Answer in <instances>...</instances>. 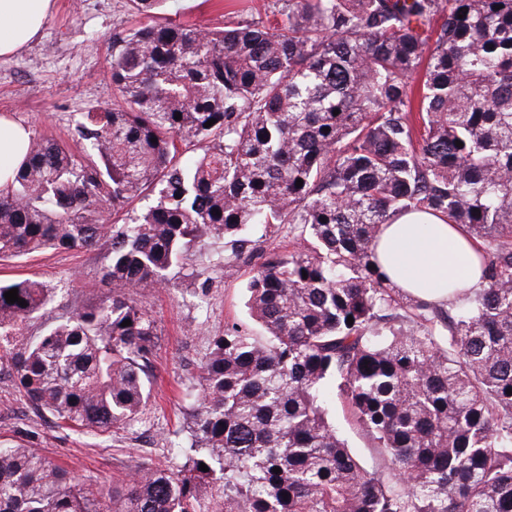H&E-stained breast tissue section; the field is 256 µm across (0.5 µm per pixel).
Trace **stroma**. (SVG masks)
<instances>
[{"instance_id":"1","label":"stroma","mask_w":512,"mask_h":512,"mask_svg":"<svg viewBox=\"0 0 512 512\" xmlns=\"http://www.w3.org/2000/svg\"><path fill=\"white\" fill-rule=\"evenodd\" d=\"M269 0H168V12L202 28L272 20ZM128 0H54L40 34L10 57H0V114L31 133L75 145V125L93 105H110L117 96L109 75L112 36L141 25ZM100 250H45L0 259V280L37 279L56 297L45 317L65 316L74 308L109 295L102 282ZM235 275L215 272L208 290L196 288L190 269L164 288L143 290L140 304L154 318L158 336L150 370L157 385L150 405L133 428L100 435L58 427L46 413L35 412L20 396L8 369L0 370V446L14 444L23 432L34 445L85 484L103 487L138 465L170 458L169 441L184 425L197 390L200 366L212 336L225 323L245 319L244 284L251 264L237 261ZM336 422L352 450L369 467L386 470L387 458L355 425L344 408Z\"/></svg>"}]
</instances>
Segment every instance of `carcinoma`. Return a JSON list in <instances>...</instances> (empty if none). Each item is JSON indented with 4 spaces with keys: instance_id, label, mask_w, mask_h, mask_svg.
Returning a JSON list of instances; mask_svg holds the SVG:
<instances>
[{
    "instance_id": "carcinoma-1",
    "label": "carcinoma",
    "mask_w": 512,
    "mask_h": 512,
    "mask_svg": "<svg viewBox=\"0 0 512 512\" xmlns=\"http://www.w3.org/2000/svg\"><path fill=\"white\" fill-rule=\"evenodd\" d=\"M129 2L148 22L112 36L119 100L75 128L90 152L34 134L0 189L1 258L104 247L111 288L0 349L18 391L69 428L133 426L157 336L141 291L209 239L253 259L258 224L288 225L293 250L252 269L247 319L211 338L174 463L105 498L26 433L0 448V512H512V0H273L280 22L220 29ZM421 209L480 242L482 287L448 310L374 262L379 227ZM217 267L195 265L199 288ZM52 294L0 282V335ZM335 395L387 472L352 452Z\"/></svg>"
}]
</instances>
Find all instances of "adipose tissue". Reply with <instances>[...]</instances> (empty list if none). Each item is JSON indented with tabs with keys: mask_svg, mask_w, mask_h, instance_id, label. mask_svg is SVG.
I'll return each mask as SVG.
<instances>
[{
	"mask_svg": "<svg viewBox=\"0 0 512 512\" xmlns=\"http://www.w3.org/2000/svg\"><path fill=\"white\" fill-rule=\"evenodd\" d=\"M51 7L52 0H0V57L32 41ZM29 137L26 127L0 116V188L22 164ZM375 257L396 287L428 303L448 305L481 285L477 244L431 211L401 213L382 225Z\"/></svg>",
	"mask_w": 512,
	"mask_h": 512,
	"instance_id": "adipose-tissue-1",
	"label": "adipose tissue"
}]
</instances>
